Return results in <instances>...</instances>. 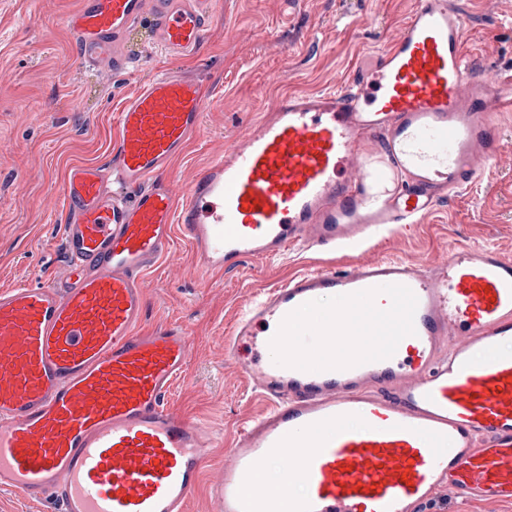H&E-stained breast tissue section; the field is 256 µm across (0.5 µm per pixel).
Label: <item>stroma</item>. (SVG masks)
Returning <instances> with one entry per match:
<instances>
[{
    "mask_svg": "<svg viewBox=\"0 0 512 512\" xmlns=\"http://www.w3.org/2000/svg\"><path fill=\"white\" fill-rule=\"evenodd\" d=\"M78 2L0 0V289L60 274L64 171L107 160L113 114L143 81L166 72L215 87L201 129L172 163L171 186L179 193L225 149L243 143L277 98L332 89L396 40L414 0H216L197 58L166 57L142 26L127 40L133 64L122 71L82 66L61 25ZM462 3L465 52L476 75L493 83L512 73V0ZM494 120L499 136L480 176L413 230L358 251L292 247L217 275L201 271L181 242L148 274L143 328L174 325L191 340L189 366L169 406L223 433L208 455L205 485L230 464L241 425L269 408L256 376L226 350L240 313L265 289L311 269L348 271L386 257L429 267L467 244L512 257V113ZM205 485L187 512H214Z\"/></svg>",
    "mask_w": 512,
    "mask_h": 512,
    "instance_id": "stroma-1",
    "label": "stroma"
}]
</instances>
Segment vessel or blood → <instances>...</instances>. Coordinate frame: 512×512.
<instances>
[{"mask_svg": "<svg viewBox=\"0 0 512 512\" xmlns=\"http://www.w3.org/2000/svg\"><path fill=\"white\" fill-rule=\"evenodd\" d=\"M214 4L79 0L63 26L86 68L118 70L146 20L162 53L197 55ZM473 70L458 0H415L397 41L336 89L280 98L179 196L164 173L213 90L162 75L125 100L109 163L64 175L62 277L0 290V493L58 512H185L221 433L169 407L191 342L141 331L144 275L178 238L220 272L413 228L479 176L495 114L512 112ZM233 334L272 406L209 485L216 512H424L440 489L512 503L511 257L463 245L427 269L311 271L268 289ZM277 460L303 494L261 488Z\"/></svg>", "mask_w": 512, "mask_h": 512, "instance_id": "obj_1", "label": "vessel or blood"}]
</instances>
